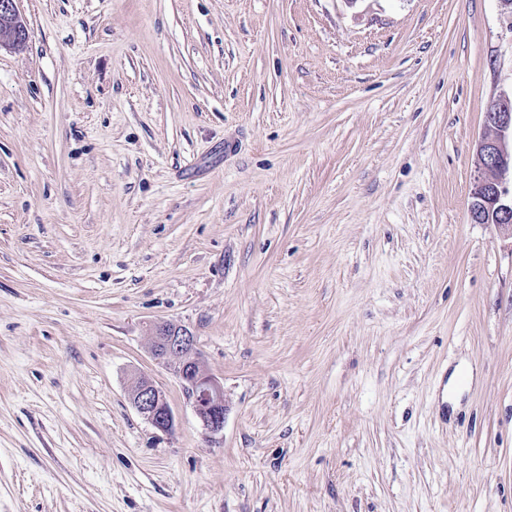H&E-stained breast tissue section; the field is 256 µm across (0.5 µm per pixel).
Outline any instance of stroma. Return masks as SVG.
<instances>
[{"mask_svg": "<svg viewBox=\"0 0 512 512\" xmlns=\"http://www.w3.org/2000/svg\"><path fill=\"white\" fill-rule=\"evenodd\" d=\"M20 9L0 512H512V237L469 213L512 92L499 0ZM160 321L223 384L220 435L153 359ZM144 378L145 382L138 383ZM130 401L136 411L154 428L162 431H171L174 426L173 410L160 387L150 378L137 377L130 388Z\"/></svg>", "mask_w": 512, "mask_h": 512, "instance_id": "35a3bbf8", "label": "stroma"}]
</instances>
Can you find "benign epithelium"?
Segmentation results:
<instances>
[{"mask_svg":"<svg viewBox=\"0 0 512 512\" xmlns=\"http://www.w3.org/2000/svg\"><path fill=\"white\" fill-rule=\"evenodd\" d=\"M19 0H0V47L25 45L28 30ZM477 177L471 189L470 216L479 224H495L512 237V96L494 98L484 113V132L476 143ZM155 360L173 366L203 429L217 435L224 429V386L201 363L194 336L167 322L151 327ZM130 401L154 428L169 432L173 410L150 378L133 381Z\"/></svg>","mask_w":512,"mask_h":512,"instance_id":"1","label":"benign epithelium"}]
</instances>
